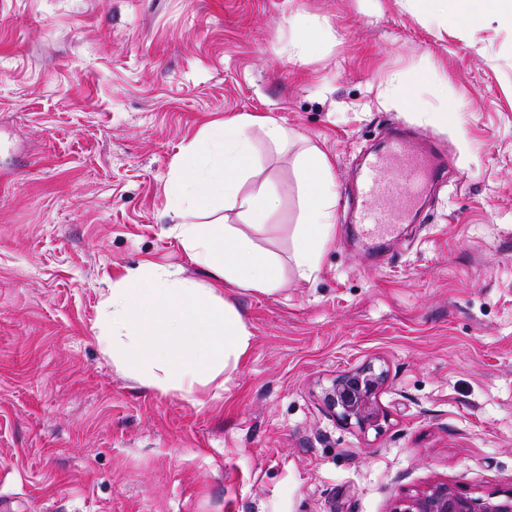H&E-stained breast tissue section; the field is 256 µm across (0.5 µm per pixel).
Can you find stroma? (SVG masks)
I'll use <instances>...</instances> for the list:
<instances>
[{"mask_svg": "<svg viewBox=\"0 0 512 512\" xmlns=\"http://www.w3.org/2000/svg\"><path fill=\"white\" fill-rule=\"evenodd\" d=\"M260 114L274 205L226 222L282 284L222 295L250 333L192 396L98 338L145 264L205 286L170 182L209 121ZM403 126L448 160L409 223L357 234L355 176ZM329 158L336 233L301 277L297 159ZM384 372L378 427L322 390ZM445 481L512 491V18L419 0H0V501L11 512H392Z\"/></svg>", "mask_w": 512, "mask_h": 512, "instance_id": "35a3bbf8", "label": "stroma"}]
</instances>
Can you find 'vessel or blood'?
Returning <instances> with one entry per match:
<instances>
[{"instance_id": "obj_1", "label": "vessel or blood", "mask_w": 512, "mask_h": 512, "mask_svg": "<svg viewBox=\"0 0 512 512\" xmlns=\"http://www.w3.org/2000/svg\"><path fill=\"white\" fill-rule=\"evenodd\" d=\"M386 154L370 162L358 188L364 204L359 222L370 236L389 235L414 207L415 191L445 176L447 161L431 150H414L404 129H392Z\"/></svg>"}]
</instances>
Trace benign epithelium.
Segmentation results:
<instances>
[{
  "label": "benign epithelium",
  "mask_w": 512,
  "mask_h": 512,
  "mask_svg": "<svg viewBox=\"0 0 512 512\" xmlns=\"http://www.w3.org/2000/svg\"><path fill=\"white\" fill-rule=\"evenodd\" d=\"M384 373L367 366L347 372L323 389V401L335 418L365 430L378 426L377 393ZM392 512H512V492L497 496H472L446 482L433 483L404 500Z\"/></svg>",
  "instance_id": "benign-epithelium-1"
}]
</instances>
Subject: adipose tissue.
<instances>
[{"label": "adipose tissue", "instance_id": "obj_1", "mask_svg": "<svg viewBox=\"0 0 512 512\" xmlns=\"http://www.w3.org/2000/svg\"><path fill=\"white\" fill-rule=\"evenodd\" d=\"M255 126L272 142L288 140L287 129L267 117L212 121L184 149L173 173L176 236L189 259L213 274L212 284L201 288L147 264L115 282L105 300L112 314L100 327L101 342L107 345L121 337L120 363L127 371L150 368L151 383L186 395L238 361L249 346L245 324L219 294L224 283L265 292L281 282L278 262L238 229L201 221L220 200L230 202L255 225L263 223L271 209L265 186L241 191L250 171V130ZM298 166L304 208L295 262L308 277L317 271L320 253L335 230L336 192L330 161L318 147L307 148Z\"/></svg>", "mask_w": 512, "mask_h": 512}]
</instances>
